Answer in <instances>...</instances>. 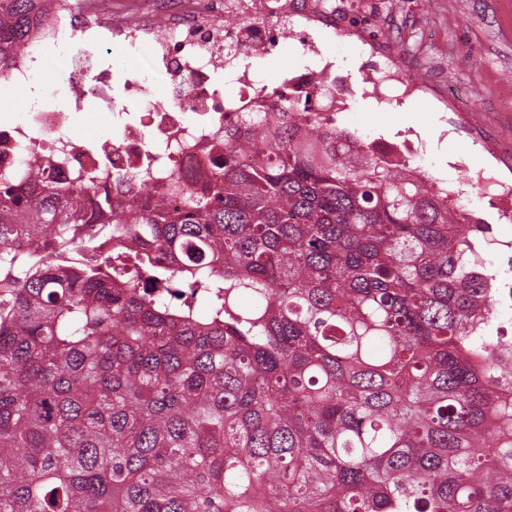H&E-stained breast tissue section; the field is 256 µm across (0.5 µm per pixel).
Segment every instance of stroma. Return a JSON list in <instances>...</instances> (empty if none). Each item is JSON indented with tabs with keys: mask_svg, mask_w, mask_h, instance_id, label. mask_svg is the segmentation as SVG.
I'll return each instance as SVG.
<instances>
[{
	"mask_svg": "<svg viewBox=\"0 0 512 512\" xmlns=\"http://www.w3.org/2000/svg\"><path fill=\"white\" fill-rule=\"evenodd\" d=\"M423 31L430 59L444 70L448 96L456 110L467 113L502 152L512 153V0H417L410 17ZM336 67L345 76L346 107L340 124L365 138L391 143L410 141L408 157L423 158L430 172L458 194L472 219L490 225L501 239L486 259L498 285L512 288V221L504 216L507 203L483 197L472 178L487 169L481 145L455 128L453 114L430 111L417 99L383 100L364 83L362 61L343 41L328 44ZM104 68L114 69L116 83L126 72L150 71L156 88L165 77L156 70L150 52L117 48L99 51Z\"/></svg>",
	"mask_w": 512,
	"mask_h": 512,
	"instance_id": "obj_1",
	"label": "stroma"
}]
</instances>
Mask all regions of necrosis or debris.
Instances as JSON below:
<instances>
[{
  "mask_svg": "<svg viewBox=\"0 0 512 512\" xmlns=\"http://www.w3.org/2000/svg\"><path fill=\"white\" fill-rule=\"evenodd\" d=\"M338 34L353 43L368 66L363 73L386 99L412 97L439 112L450 110L440 81L409 80L399 48L357 22L350 0H49L25 45L12 59L6 81L32 93L41 87L46 60L61 58L73 85H87L84 96L71 97L58 109L23 101L18 111L0 113V175L23 182L32 153L45 156L43 183L54 191L82 199L94 212L100 185L114 199L151 203L167 195L171 169H178L193 189L205 187L212 159L224 148V124L236 113L237 137L260 140L270 113L279 111L297 86L324 82L340 85L336 61L322 50V38ZM83 43L102 48L149 45L154 65L167 76L157 94L149 76L129 72L122 96H115L107 71ZM295 44L308 56L306 72L278 85L261 81L253 61ZM93 98L99 115L111 116L110 132L94 140L75 141L70 130ZM157 133L164 144L149 141ZM169 211L182 207L167 195Z\"/></svg>",
  "mask_w": 512,
  "mask_h": 512,
  "instance_id": "4bbe7bcc",
  "label": "necrosis or debris"
}]
</instances>
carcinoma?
Listing matches in <instances>:
<instances>
[{
    "instance_id": "obj_1",
    "label": "carcinoma",
    "mask_w": 512,
    "mask_h": 512,
    "mask_svg": "<svg viewBox=\"0 0 512 512\" xmlns=\"http://www.w3.org/2000/svg\"><path fill=\"white\" fill-rule=\"evenodd\" d=\"M321 91L178 217L3 183L0 512H512L500 241ZM492 272L497 274L499 288H512V250L497 247L486 254Z\"/></svg>"
}]
</instances>
